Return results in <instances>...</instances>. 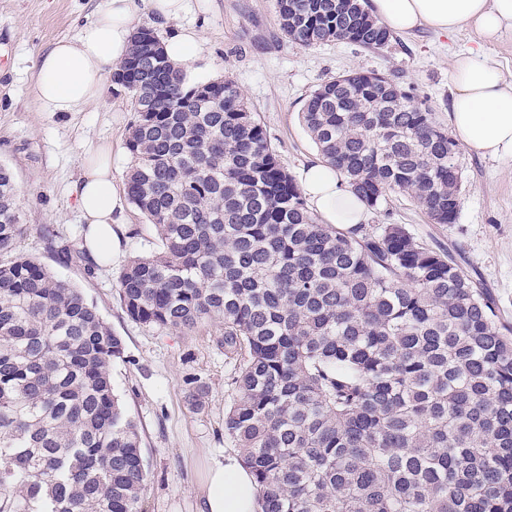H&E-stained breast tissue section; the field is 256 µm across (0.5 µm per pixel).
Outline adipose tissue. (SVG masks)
Instances as JSON below:
<instances>
[{
    "label": "adipose tissue",
    "mask_w": 512,
    "mask_h": 512,
    "mask_svg": "<svg viewBox=\"0 0 512 512\" xmlns=\"http://www.w3.org/2000/svg\"><path fill=\"white\" fill-rule=\"evenodd\" d=\"M188 0H106L94 21L76 37L57 41L37 63L34 95L42 111L79 112L97 102L113 67L128 51L142 13L168 22ZM373 15L405 32L420 28L448 35L470 26L487 42L512 32V0H370ZM455 87L448 122L470 149L489 157L512 153V78L488 55H456ZM77 201L87 226L84 246L91 259L110 262L114 225L125 223L122 200L112 181V149L100 145L81 162ZM302 190L327 224H359L366 218L360 199L331 166L305 169ZM199 512H255L256 487L238 459L214 461L199 490Z\"/></svg>",
    "instance_id": "adipose-tissue-1"
}]
</instances>
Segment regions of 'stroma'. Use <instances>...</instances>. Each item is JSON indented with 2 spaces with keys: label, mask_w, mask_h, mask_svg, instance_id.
Returning <instances> with one entry per match:
<instances>
[{
  "label": "stroma",
  "mask_w": 512,
  "mask_h": 512,
  "mask_svg": "<svg viewBox=\"0 0 512 512\" xmlns=\"http://www.w3.org/2000/svg\"><path fill=\"white\" fill-rule=\"evenodd\" d=\"M175 22L142 16L141 26L167 40L191 29L203 48L186 65L194 81L229 76L266 128L280 160L294 178L319 153L299 121L309 94L324 80L351 71L391 77L447 126L454 94L455 55L478 48L512 74V33L479 46L469 28L439 36L420 28L394 33L388 45L368 49L332 41L307 48L288 42L280 30L275 0H189ZM106 0H0V164L14 175L20 219L27 230L16 253L39 257L55 275L78 288L119 336L124 360L112 366V383L142 436L148 469L142 512H198V490L212 460L236 456L224 435V412L233 392V361L218 344L221 326L209 321L190 330L161 331L130 319L118 294L121 269L135 256L161 247L153 225L133 205L126 223L115 225L119 255L92 267L84 259L63 265L45 247L53 229L81 250L83 227L73 193L82 155L107 141L112 178L124 189L133 158L127 148L134 120L131 99L106 83L100 99L81 112H44L33 95L36 63L54 43L77 35ZM466 189L455 223L434 224L405 193H389L386 212L369 211L371 224H402L418 242L451 252L459 266L491 298L498 319L512 327V154L495 158L463 149ZM210 387L205 410L185 402L191 379Z\"/></svg>",
  "instance_id": "obj_1"
}]
</instances>
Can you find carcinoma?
Masks as SVG:
<instances>
[{"label": "carcinoma", "instance_id": "1", "mask_svg": "<svg viewBox=\"0 0 512 512\" xmlns=\"http://www.w3.org/2000/svg\"><path fill=\"white\" fill-rule=\"evenodd\" d=\"M276 12L301 48L392 38L364 0ZM112 82L135 110L126 192L161 242L121 271L120 303L162 331L220 323L239 361L224 435L256 512H512V328L483 289L403 224L323 223L235 82L190 80L154 30L133 33ZM301 122L366 207L405 192L455 223L461 149L391 78L332 77ZM25 230L0 164V255ZM46 248L78 257L55 234ZM123 355L41 260H0V512H141V439L112 384ZM209 396L196 380L186 402Z\"/></svg>", "mask_w": 512, "mask_h": 512}]
</instances>
